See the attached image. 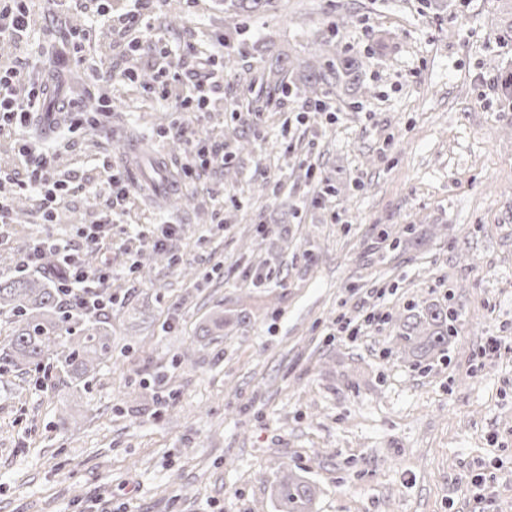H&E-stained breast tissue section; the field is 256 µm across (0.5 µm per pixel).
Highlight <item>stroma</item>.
<instances>
[{
  "label": "stroma",
  "mask_w": 512,
  "mask_h": 512,
  "mask_svg": "<svg viewBox=\"0 0 512 512\" xmlns=\"http://www.w3.org/2000/svg\"><path fill=\"white\" fill-rule=\"evenodd\" d=\"M44 111L31 127L57 177L76 191L54 226L26 189L17 132L0 133V275L32 240L73 241L108 207L113 168L142 153L165 178L135 183L92 267L112 266V358L88 387L55 372L0 376V512H274L292 469L317 487L314 512H512V22L503 0H287L251 20L221 0H158L150 32L182 56L197 46L236 69L199 118L225 166L183 171L186 120L175 81L151 93L158 66L96 19L94 0H29ZM89 30L78 50L71 33ZM358 58L363 90L313 103L275 96L265 112L270 45L297 62L314 38ZM136 72L135 81L117 73ZM104 103L103 126H59L70 99ZM247 155H240L238 145ZM314 178H306V168ZM340 195H322L326 185ZM178 225L155 259L138 238ZM413 225L422 244L383 230ZM453 301L447 349L414 357L394 339L407 306ZM379 321L365 325L369 313ZM224 326L207 348L196 338ZM362 324L364 336L340 334ZM500 339L491 349V339ZM487 479L483 498L464 493Z\"/></svg>",
  "instance_id": "stroma-1"
}]
</instances>
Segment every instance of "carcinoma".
<instances>
[{"label":"carcinoma","mask_w":512,"mask_h":512,"mask_svg":"<svg viewBox=\"0 0 512 512\" xmlns=\"http://www.w3.org/2000/svg\"><path fill=\"white\" fill-rule=\"evenodd\" d=\"M275 0H224V15L232 20L266 14ZM312 58L297 68L290 57H271L269 93L293 92L309 98L333 90L349 92L358 83L357 58L330 52L316 40ZM67 271L53 249L43 252L38 277L18 275L0 280V314L10 327L7 343L0 345V374L25 372L47 362L56 363L72 383L95 375L112 359V322L77 313L64 306L59 285ZM458 313L447 305L415 306L397 317L396 341L428 357L448 345L456 333ZM315 487L286 471L275 485V512H313Z\"/></svg>","instance_id":"carcinoma-1"}]
</instances>
